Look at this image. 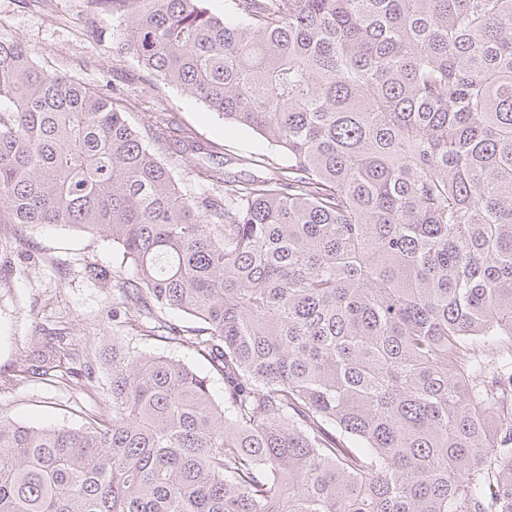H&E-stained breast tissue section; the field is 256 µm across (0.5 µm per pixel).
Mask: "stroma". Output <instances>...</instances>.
<instances>
[{
  "instance_id": "stroma-1",
  "label": "stroma",
  "mask_w": 512,
  "mask_h": 512,
  "mask_svg": "<svg viewBox=\"0 0 512 512\" xmlns=\"http://www.w3.org/2000/svg\"><path fill=\"white\" fill-rule=\"evenodd\" d=\"M93 25L100 37L90 36ZM0 38L19 39L39 65L94 87L120 77L133 97L127 113L132 125L146 126L158 112L173 113L195 137L218 144L216 160L227 172L249 177V169L236 162L241 155L287 161L261 136L225 126L176 87L139 82L131 55L112 37L111 18H91L86 0H0ZM120 262L107 239L59 226L0 224V413L35 427H79L105 413L111 370L101 349L128 329L112 317L111 289L89 279L85 268L110 274ZM51 329L63 331L71 367L86 375L85 390L61 377L46 381L26 373L28 356Z\"/></svg>"
}]
</instances>
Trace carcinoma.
I'll return each mask as SVG.
<instances>
[{"label":"carcinoma","instance_id":"carcinoma-1","mask_svg":"<svg viewBox=\"0 0 512 512\" xmlns=\"http://www.w3.org/2000/svg\"><path fill=\"white\" fill-rule=\"evenodd\" d=\"M204 2L87 0L143 81L288 156L247 180L0 39V224L112 240L135 332L108 413L0 414V512H512V0ZM155 349L159 352H164L165 354H174L175 356L185 360L191 366L196 368L201 374L209 377L212 392L216 398H220L223 394V380L221 374L213 369L208 361L198 356L196 353L188 351L183 348H179L177 350H169L165 345L161 342H157L154 345Z\"/></svg>","mask_w":512,"mask_h":512}]
</instances>
